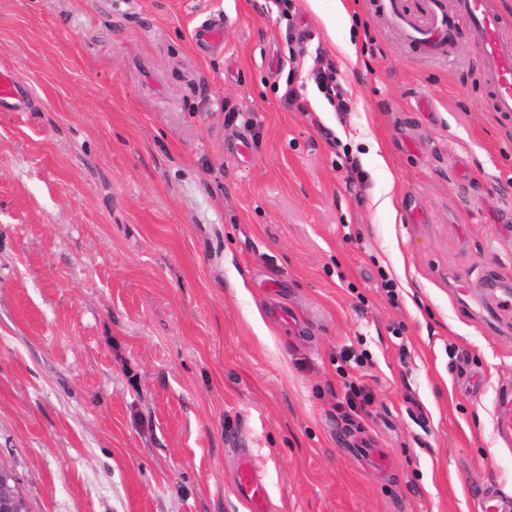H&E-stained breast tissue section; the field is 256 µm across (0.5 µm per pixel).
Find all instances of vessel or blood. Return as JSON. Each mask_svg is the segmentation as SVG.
<instances>
[{"instance_id": "b4317fda", "label": "vessel or blood", "mask_w": 512, "mask_h": 512, "mask_svg": "<svg viewBox=\"0 0 512 512\" xmlns=\"http://www.w3.org/2000/svg\"><path fill=\"white\" fill-rule=\"evenodd\" d=\"M387 10L406 24L414 44L431 52L453 54L456 30L466 24L476 43L482 74L493 93L496 112L512 116V34L504 27L492 0H428V20L409 22L399 0H383ZM227 19L217 14L204 20L194 32L196 43L217 46L224 41ZM33 104L28 86L14 74L0 71V112H27ZM495 428L504 443L512 442V385L499 387L494 399ZM234 492L247 512H270L268 484L248 451L238 458ZM478 512H512V494L489 481L477 499Z\"/></svg>"}]
</instances>
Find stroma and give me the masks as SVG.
<instances>
[{
  "mask_svg": "<svg viewBox=\"0 0 512 512\" xmlns=\"http://www.w3.org/2000/svg\"><path fill=\"white\" fill-rule=\"evenodd\" d=\"M346 7L331 39L305 0H0L35 100L0 112V459L31 512H245L241 448L274 512L512 490V314L484 289L512 283V119L467 27L450 58ZM212 13L219 47L193 39ZM337 39L345 112L310 76ZM345 389L343 397L336 402V411L345 419H349L353 412L358 413L360 408L362 409L365 404L369 403L370 397L362 387H357L353 382L346 383ZM358 398H361L359 408ZM495 428L504 443L512 442V385L499 387L494 399Z\"/></svg>",
  "mask_w": 512,
  "mask_h": 512,
  "instance_id": "1",
  "label": "stroma"
}]
</instances>
